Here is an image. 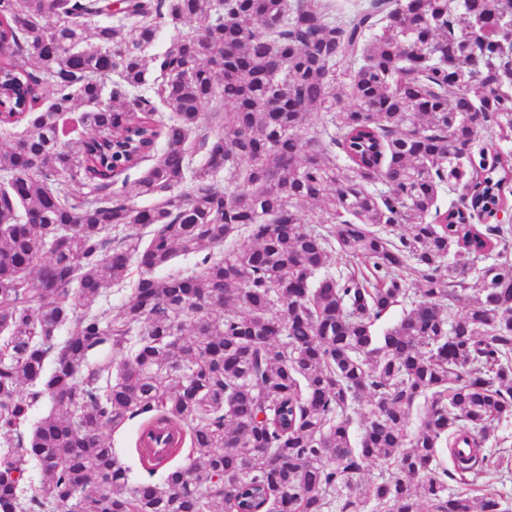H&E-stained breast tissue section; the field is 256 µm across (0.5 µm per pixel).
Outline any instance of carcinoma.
Returning <instances> with one entry per match:
<instances>
[{"label":"carcinoma","instance_id":"cac0c4a2","mask_svg":"<svg viewBox=\"0 0 512 512\" xmlns=\"http://www.w3.org/2000/svg\"><path fill=\"white\" fill-rule=\"evenodd\" d=\"M23 121L0 148V512H361L344 491L375 461L377 512H508L448 492L441 456L476 484L512 418V229L488 223L512 153L477 148L512 141V0H0V127ZM136 418L148 480L104 434Z\"/></svg>","mask_w":512,"mask_h":512}]
</instances>
